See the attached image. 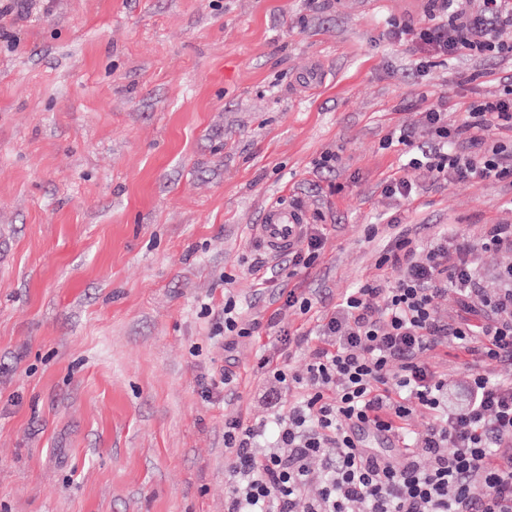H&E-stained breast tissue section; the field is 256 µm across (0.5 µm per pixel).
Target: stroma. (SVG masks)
<instances>
[{
	"mask_svg": "<svg viewBox=\"0 0 512 512\" xmlns=\"http://www.w3.org/2000/svg\"><path fill=\"white\" fill-rule=\"evenodd\" d=\"M428 8L0 0V512H224V423L269 413L259 347L377 275L395 225L427 242L512 216L506 182L382 192L388 135L512 82L510 27L508 52L453 60L395 37ZM276 201L324 227L305 316L250 271ZM229 294L263 323L230 351ZM222 368L231 401L206 390Z\"/></svg>",
	"mask_w": 512,
	"mask_h": 512,
	"instance_id": "stroma-1",
	"label": "stroma"
}]
</instances>
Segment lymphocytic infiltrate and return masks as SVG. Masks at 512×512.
I'll use <instances>...</instances> for the list:
<instances>
[{
	"label": "lymphocytic infiltrate",
	"instance_id": "lymphocytic-infiltrate-1",
	"mask_svg": "<svg viewBox=\"0 0 512 512\" xmlns=\"http://www.w3.org/2000/svg\"><path fill=\"white\" fill-rule=\"evenodd\" d=\"M444 22L413 32L438 57L495 52L512 27V0H432ZM425 142L399 131L405 175L385 195L414 200L411 174L428 169L452 182L512 183V142L490 139L512 128V86L449 121L441 107L423 114ZM512 256V222L489 224L479 238L441 230L422 244L404 233L388 242L376 276L348 289L314 328L288 335L308 350L303 373L260 352L270 419L235 418L224 428L232 455L224 512H512V379L484 371L512 366V264L481 286L480 254ZM461 311H441L448 291ZM454 349L468 369L456 392L427 353ZM296 399L283 403L282 395ZM428 427L411 439L416 414ZM484 494H475L476 485Z\"/></svg>",
	"mask_w": 512,
	"mask_h": 512
}]
</instances>
